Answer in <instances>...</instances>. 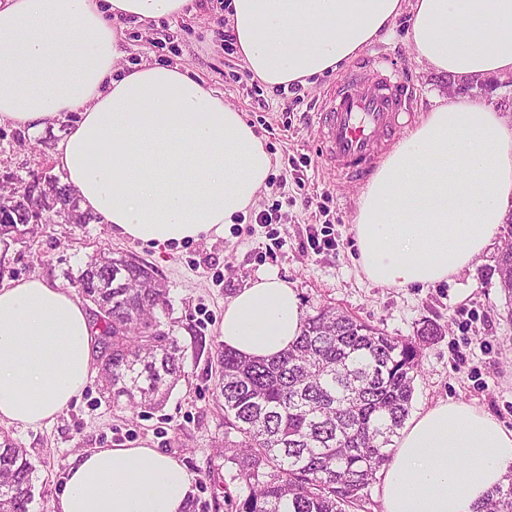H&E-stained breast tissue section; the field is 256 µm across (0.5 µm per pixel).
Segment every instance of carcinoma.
<instances>
[{"mask_svg":"<svg viewBox=\"0 0 512 512\" xmlns=\"http://www.w3.org/2000/svg\"><path fill=\"white\" fill-rule=\"evenodd\" d=\"M16 195H0V241L33 223L28 201L54 224L57 176L27 181L14 173ZM498 257L499 282L512 297V224ZM96 310V363L112 406L147 413L161 407L182 376V349L168 290L152 267L129 254L99 252L76 277ZM301 335L278 358L217 353L216 396L238 440L226 457L250 493L241 512H362L377 474L391 460L393 437L408 417L421 342L389 336L333 307L301 321ZM35 465L27 449L0 434V512H30ZM478 512H512V473Z\"/></svg>","mask_w":512,"mask_h":512,"instance_id":"obj_1","label":"carcinoma"}]
</instances>
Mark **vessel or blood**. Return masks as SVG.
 Returning a JSON list of instances; mask_svg holds the SVG:
<instances>
[{"label":"vessel or blood","instance_id":"obj_1","mask_svg":"<svg viewBox=\"0 0 512 512\" xmlns=\"http://www.w3.org/2000/svg\"><path fill=\"white\" fill-rule=\"evenodd\" d=\"M411 93L387 60L372 59L368 76L356 72L331 89L318 112V133L338 175L363 180L380 156V145L410 117Z\"/></svg>","mask_w":512,"mask_h":512}]
</instances>
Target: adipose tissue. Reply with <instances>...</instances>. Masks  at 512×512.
<instances>
[{"instance_id": "adipose-tissue-1", "label": "adipose tissue", "mask_w": 512, "mask_h": 512, "mask_svg": "<svg viewBox=\"0 0 512 512\" xmlns=\"http://www.w3.org/2000/svg\"><path fill=\"white\" fill-rule=\"evenodd\" d=\"M192 0H0V124L33 133L78 118L54 153L82 211L164 246L220 235L272 168L241 112L190 69L121 67L128 24L184 16ZM408 16L415 59L459 78L512 74V0H230L246 69L276 87L338 70ZM512 203V122L442 98L387 155L359 202L358 263L407 288L456 274L492 246ZM296 289L259 275L224 305V346L271 359L296 343ZM98 332L70 289L0 284V424H51L93 374ZM512 471V429L460 402L408 420L382 470L383 512H476ZM194 476L142 445L75 455L53 512H187Z\"/></svg>"}]
</instances>
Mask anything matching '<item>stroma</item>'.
<instances>
[{
	"label": "stroma",
	"instance_id": "obj_1",
	"mask_svg": "<svg viewBox=\"0 0 512 512\" xmlns=\"http://www.w3.org/2000/svg\"><path fill=\"white\" fill-rule=\"evenodd\" d=\"M189 17L124 33V63L159 62L190 68L242 112L262 137L272 170L243 223L223 235L182 245L143 246L115 236L111 225L39 224L9 242L1 278L32 275L72 287L89 257L100 250L134 254L165 282L178 321L184 375L163 407L144 416L113 410L97 381L41 427H9L36 466L31 512H51L69 460L89 448L148 445L195 477L190 512H227L248 494L224 459V409L215 398L216 355L224 305L258 274L273 271L296 289L303 310L330 306L388 335L411 338L427 326L438 334L421 345L412 412L446 401L464 402L512 429V300L499 286L501 242L448 279L426 287H386L368 280L356 263L352 226L365 185L327 166L313 120L340 72L312 79L288 97L259 80L242 79L244 65L224 49V7L198 0ZM406 18L366 47L360 59L382 54L412 92V124L439 97H467L512 118V78L459 79L427 70L413 57ZM67 122L31 135L0 125V175L23 178L52 166ZM271 223L257 220L259 213Z\"/></svg>",
	"mask_w": 512,
	"mask_h": 512
}]
</instances>
